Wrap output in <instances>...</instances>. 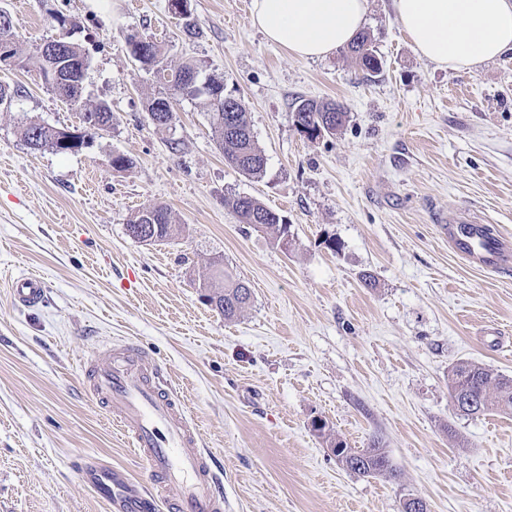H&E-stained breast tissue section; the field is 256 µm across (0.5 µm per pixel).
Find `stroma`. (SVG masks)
<instances>
[{
  "instance_id": "stroma-1",
  "label": "stroma",
  "mask_w": 512,
  "mask_h": 512,
  "mask_svg": "<svg viewBox=\"0 0 512 512\" xmlns=\"http://www.w3.org/2000/svg\"><path fill=\"white\" fill-rule=\"evenodd\" d=\"M108 2L0 0L24 56L52 36V13L76 20L83 105L112 109L92 147L32 151L26 122L71 129L80 107L35 70L0 67L23 91L0 109V512H108L85 458L146 482L82 385L87 358L126 339L186 397L222 469L224 512H402L410 497L430 512H512V414L460 416L448 394L460 360L512 378V267L471 268L437 222L467 206L512 237V52L475 72L439 67L415 53L392 0H370V74L343 48L311 61L269 44L244 0H189L194 39L168 0ZM134 34L160 42L168 68L194 60L223 79L265 154L261 178L225 162L205 97L151 123L162 86L131 57ZM300 97L342 105L343 126L300 133ZM116 154L132 168L113 169ZM234 195L287 216V247L240 223L224 205ZM153 203L174 234L147 245L126 224ZM216 264L253 291L231 321L204 298ZM28 273L47 284L34 307L11 296ZM317 420L354 448L381 439L397 477L347 472Z\"/></svg>"
}]
</instances>
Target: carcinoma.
Here are the masks:
<instances>
[{
    "label": "carcinoma",
    "instance_id": "cac0c4a2",
    "mask_svg": "<svg viewBox=\"0 0 512 512\" xmlns=\"http://www.w3.org/2000/svg\"><path fill=\"white\" fill-rule=\"evenodd\" d=\"M130 52L146 70L152 71L162 65V46L144 38L130 43ZM348 52L367 72H376L381 63L372 47L368 35L361 33L348 46ZM86 57L82 47L72 37L64 39L61 52L51 61L41 58V49L19 59L24 66H32L40 73L44 85L60 99L71 105L82 103L83 92L77 91L72 83L77 81L70 67L78 59ZM53 67L62 76V81L53 83L48 79V67ZM167 90L176 94L204 96L213 111V134L224 160L250 177H259L265 171V154L258 146L241 102L224 92V83L216 77L199 82V67L194 62L183 64L170 71L160 81ZM345 118L343 108L332 101L301 99L293 110L296 129L313 139L322 134L334 135L342 127ZM64 133L46 123L33 121L26 125L24 138L33 150L52 149L69 152L71 147L63 144ZM224 205L232 208L240 223L252 224L270 232L278 244L288 235L285 217L265 206L252 196L235 195L224 198ZM130 225L145 224L151 228V236L158 241L168 239L172 234V217L169 209L162 204H152L135 212L128 220ZM208 301L231 320L250 303L251 289L243 282L234 281L223 269L218 268L212 281L206 285ZM448 389L453 398H467L475 407L461 412L463 416L482 415L489 412L512 413V379L496 375L489 368L472 361H459L448 369ZM329 447L336 449L334 455L343 457L349 472L359 477L376 474L395 475L396 467L379 439L372 440L367 448H351L342 440L328 438Z\"/></svg>",
    "mask_w": 512,
    "mask_h": 512
}]
</instances>
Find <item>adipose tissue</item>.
<instances>
[{
    "instance_id": "adipose-tissue-1",
    "label": "adipose tissue",
    "mask_w": 512,
    "mask_h": 512,
    "mask_svg": "<svg viewBox=\"0 0 512 512\" xmlns=\"http://www.w3.org/2000/svg\"><path fill=\"white\" fill-rule=\"evenodd\" d=\"M414 51L472 71L512 51V0H392ZM368 0H253L252 23L301 59L325 57L362 29Z\"/></svg>"
}]
</instances>
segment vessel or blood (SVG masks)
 I'll return each instance as SVG.
<instances>
[{"mask_svg":"<svg viewBox=\"0 0 512 512\" xmlns=\"http://www.w3.org/2000/svg\"><path fill=\"white\" fill-rule=\"evenodd\" d=\"M452 251L469 266L496 271L512 262V241L488 235L483 219L466 208L443 217ZM46 284L36 275L12 283L15 303L33 307ZM85 389L126 437L146 467L142 487L124 472L84 466L85 482L111 512H224V488L216 457L200 445L197 427L161 365L135 341L111 345L105 358L88 360Z\"/></svg>","mask_w":512,"mask_h":512,"instance_id":"obj_1","label":"vessel or blood"}]
</instances>
